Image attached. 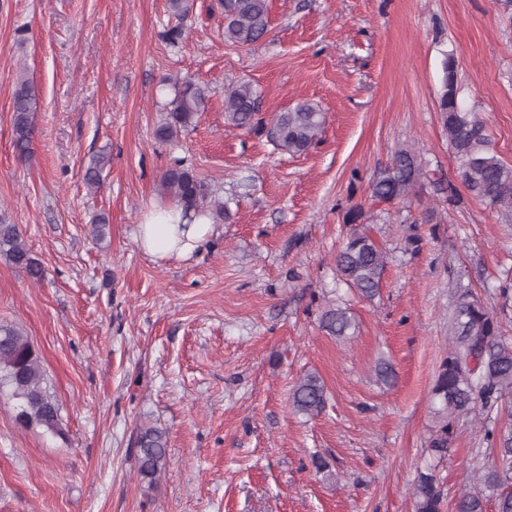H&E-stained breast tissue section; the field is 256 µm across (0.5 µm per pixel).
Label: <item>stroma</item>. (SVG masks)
<instances>
[{"label":"stroma","instance_id":"35a3bbf8","mask_svg":"<svg viewBox=\"0 0 512 512\" xmlns=\"http://www.w3.org/2000/svg\"><path fill=\"white\" fill-rule=\"evenodd\" d=\"M187 3L177 17L168 0H0V222L20 227L43 269L36 281L0 258V324L30 339L63 423L59 436L22 426L0 396V512H415L449 288L491 296L512 336V215L458 174L441 63L455 54L461 99L512 165V22L497 0H270L266 36L239 47L224 41L218 0ZM23 77L37 98L26 159L12 129ZM185 77L208 87L207 108L157 140ZM241 80L269 114L319 103L321 142L292 156L226 128L224 92ZM402 146L431 182L375 200L370 185ZM102 150L111 163L92 191L84 173ZM177 160L229 216L213 217L192 258L162 261L137 230L167 205L159 178ZM429 207L439 226L425 224ZM355 210L389 255L370 301L334 265ZM339 298L358 323L344 339L320 322ZM381 359L392 385L375 376ZM308 372L328 393L311 418L290 405ZM150 425L167 440L152 483L135 468ZM482 445L460 420L438 470L445 493L471 483Z\"/></svg>","mask_w":512,"mask_h":512}]
</instances>
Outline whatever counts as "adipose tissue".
Wrapping results in <instances>:
<instances>
[{"instance_id": "adipose-tissue-1", "label": "adipose tissue", "mask_w": 512, "mask_h": 512, "mask_svg": "<svg viewBox=\"0 0 512 512\" xmlns=\"http://www.w3.org/2000/svg\"><path fill=\"white\" fill-rule=\"evenodd\" d=\"M181 206L157 207L145 213L138 226V242L147 253L161 260L189 259L208 239L213 226L207 215L193 221L182 218Z\"/></svg>"}]
</instances>
